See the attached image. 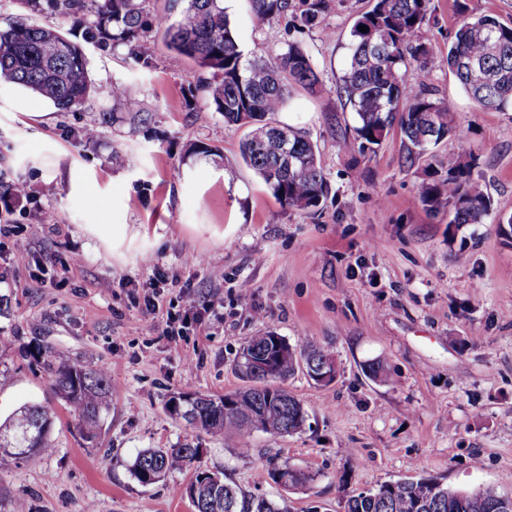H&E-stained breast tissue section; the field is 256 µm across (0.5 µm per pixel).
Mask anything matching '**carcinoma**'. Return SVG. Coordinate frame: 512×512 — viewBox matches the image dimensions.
Masks as SVG:
<instances>
[{
    "label": "carcinoma",
    "instance_id": "1",
    "mask_svg": "<svg viewBox=\"0 0 512 512\" xmlns=\"http://www.w3.org/2000/svg\"><path fill=\"white\" fill-rule=\"evenodd\" d=\"M56 10L84 26L83 41L102 46H138L149 33L162 36L166 47L189 61L198 73L196 90L207 100L205 111L224 123L248 130L240 146L243 162L254 171L279 203L288 209H316L328 194V184L314 144L308 136L276 119L299 86L315 91L319 77L309 56L290 47L273 62L247 60L224 11V0H169L163 11L150 10L148 0H51ZM253 16L262 22L288 12L290 0H249ZM430 0H374L352 29L350 63L342 77L346 101L357 116L355 133L366 146L378 145L397 126L410 152L421 154L463 131L452 125L448 102L429 97L426 88L433 62L426 45L415 39L426 23ZM179 18H173L174 10ZM364 25L368 31H359ZM420 65L418 89L404 91L408 58ZM467 96L485 109L512 103V27L490 15L466 17L456 28L445 58ZM0 80L50 101L59 111L82 106L91 92L83 46L51 26L16 21L0 27ZM112 99L121 103L132 124L150 119L141 102L121 82L112 83ZM446 201L454 224H483L491 199L474 173V163L460 161L448 169V181L425 188L422 202ZM273 360L271 378L257 374L258 360ZM335 364L328 349L313 343L291 345L272 331L250 337L236 360L245 386L235 398L174 393L165 407L175 419L213 435L239 439L261 431L274 436L302 430L306 411L285 387L300 369V361ZM53 391L81 424L84 437L96 439L103 414L109 410L112 383L105 369L68 362L53 347L37 350ZM51 419L40 405L19 409L0 421V453L16 460L53 451ZM198 449L147 448L130 466L143 485L155 484L174 470L195 468L182 489L193 512H288L285 503L245 491L222 472L194 466ZM416 475L388 481L349 496L345 512H497L503 499L493 488L453 490L440 480ZM272 480L286 477L284 486L302 487L315 475L286 463H269Z\"/></svg>",
    "mask_w": 512,
    "mask_h": 512
}]
</instances>
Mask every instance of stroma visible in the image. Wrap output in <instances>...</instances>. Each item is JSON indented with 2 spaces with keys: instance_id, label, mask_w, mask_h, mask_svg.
I'll list each match as a JSON object with an SVG mask.
<instances>
[{
  "instance_id": "obj_1",
  "label": "stroma",
  "mask_w": 512,
  "mask_h": 512,
  "mask_svg": "<svg viewBox=\"0 0 512 512\" xmlns=\"http://www.w3.org/2000/svg\"><path fill=\"white\" fill-rule=\"evenodd\" d=\"M291 3L265 23L248 0L224 7L246 58L272 60L294 45L312 59L317 91L293 89L278 119L318 149L329 194L316 212L273 197L240 157L244 128L203 111L193 66L161 38L145 43L147 66L128 47L86 45L94 91L75 112L0 83V185L28 191L0 196V217L14 227L0 236V420L43 405L54 446L25 461L0 457V512H85L90 503L96 512H192L180 493L191 472L144 486L129 471L140 451L185 443L201 468L287 501L290 512H344L347 495L411 476L417 464L449 488L512 496V237L498 224L512 216V105L481 108L436 67L430 88L452 101L464 137L417 156L395 127L365 148L341 79L353 25L372 0H324L312 26L301 21L303 0ZM465 10L512 25V0H430L421 38L432 56H446ZM18 20L83 33L49 7L0 0V27ZM116 81L151 121L81 140L79 130L112 110ZM194 144L216 153L192 156ZM466 157L493 203L482 224H454L448 205L420 200L423 185ZM162 273L177 282L146 312ZM187 298L216 313L168 341L167 312ZM268 330L293 345H331L336 356L330 384L300 372L287 382L307 412L301 432L225 439L167 414L173 392L241 388L237 353ZM45 344L107 370L112 402L96 441L44 378L35 353ZM375 361L385 380L366 375ZM271 457L317 478L284 490L267 474Z\"/></svg>"
}]
</instances>
